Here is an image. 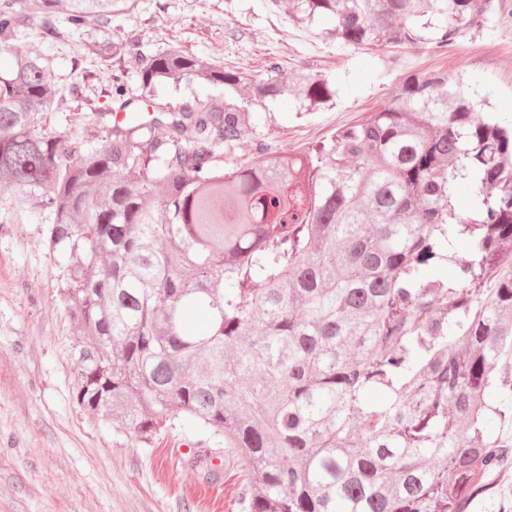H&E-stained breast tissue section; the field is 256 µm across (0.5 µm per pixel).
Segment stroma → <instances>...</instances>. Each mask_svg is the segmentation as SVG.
<instances>
[{"label":"stroma","instance_id":"obj_1","mask_svg":"<svg viewBox=\"0 0 512 512\" xmlns=\"http://www.w3.org/2000/svg\"><path fill=\"white\" fill-rule=\"evenodd\" d=\"M112 32L136 38L145 55L173 48L203 64L254 75L276 61L291 80L318 73L338 91L330 106L300 113L286 99L258 107L268 155L302 152L363 113L383 108L407 78L427 72L460 81L473 100L512 120V56L490 55L512 42V0L505 16L460 37L447 50L354 49L318 27L296 23L285 0H120ZM25 51H49L72 85L107 96L114 79L139 81L128 62L102 66L78 38L51 44L40 33L17 36ZM62 268L43 227L0 215V512H243L244 479L231 449L173 425L147 447L130 433L98 425L71 402L79 333L58 295Z\"/></svg>","mask_w":512,"mask_h":512}]
</instances>
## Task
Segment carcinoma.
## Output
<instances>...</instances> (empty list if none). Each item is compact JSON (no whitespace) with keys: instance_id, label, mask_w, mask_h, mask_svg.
Segmentation results:
<instances>
[{"instance_id":"carcinoma-1","label":"carcinoma","mask_w":512,"mask_h":512,"mask_svg":"<svg viewBox=\"0 0 512 512\" xmlns=\"http://www.w3.org/2000/svg\"><path fill=\"white\" fill-rule=\"evenodd\" d=\"M116 0H0V210L47 225L82 336L71 400L149 446L179 422L238 456L248 512H469L512 470V127L426 73L301 154L224 168L249 103L333 101L325 77L146 57ZM500 0H293L347 47L444 49ZM137 65L118 107L59 93L22 30ZM202 79L220 95L159 97ZM79 136L43 116L69 101ZM459 194L468 198L456 210ZM465 255H458V244Z\"/></svg>"}]
</instances>
